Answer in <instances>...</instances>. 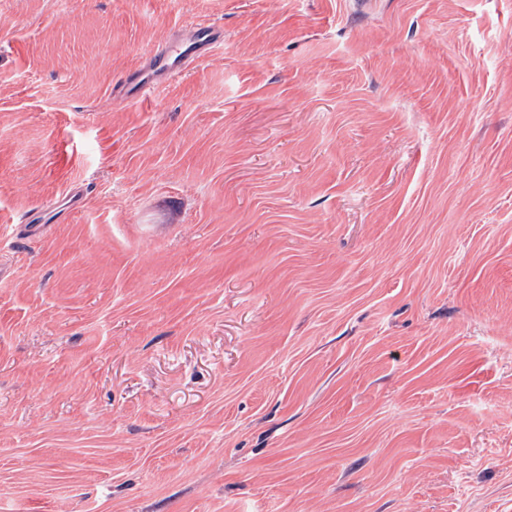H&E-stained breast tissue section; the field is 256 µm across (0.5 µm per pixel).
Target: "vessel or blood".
<instances>
[{
  "instance_id": "1",
  "label": "vessel or blood",
  "mask_w": 512,
  "mask_h": 512,
  "mask_svg": "<svg viewBox=\"0 0 512 512\" xmlns=\"http://www.w3.org/2000/svg\"><path fill=\"white\" fill-rule=\"evenodd\" d=\"M224 39V30L216 24H188L177 36L151 51L142 66L128 73L114 90L117 99L136 100L153 93L158 87L186 73L197 61L210 55ZM85 195L74 185L47 208L33 212L29 223L59 222L81 210Z\"/></svg>"
}]
</instances>
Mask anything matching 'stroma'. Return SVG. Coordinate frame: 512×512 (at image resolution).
I'll list each match as a JSON object with an SVG mask.
<instances>
[{
  "instance_id": "stroma-1",
  "label": "stroma",
  "mask_w": 512,
  "mask_h": 512,
  "mask_svg": "<svg viewBox=\"0 0 512 512\" xmlns=\"http://www.w3.org/2000/svg\"><path fill=\"white\" fill-rule=\"evenodd\" d=\"M0 237V512H512V0H0ZM224 40V29L216 24H187L177 36L151 51L143 65L128 73L114 88L123 101L140 99L186 73L197 61L210 55ZM84 189L70 186L69 189L47 208L33 212L27 219L29 224H48L62 221L66 216L81 210L84 206Z\"/></svg>"
}]
</instances>
